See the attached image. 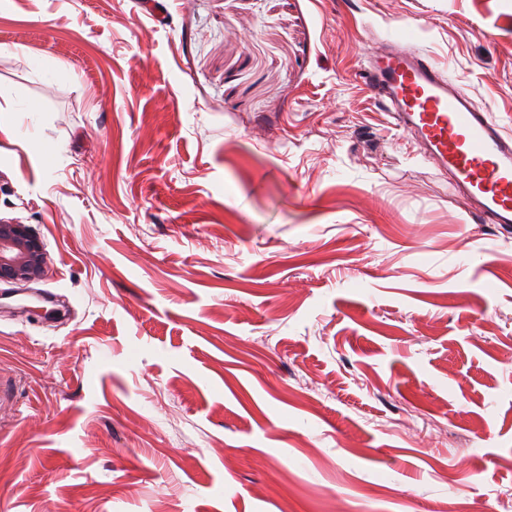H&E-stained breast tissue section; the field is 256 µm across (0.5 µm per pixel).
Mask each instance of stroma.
Here are the masks:
<instances>
[{
    "label": "stroma",
    "instance_id": "obj_1",
    "mask_svg": "<svg viewBox=\"0 0 512 512\" xmlns=\"http://www.w3.org/2000/svg\"><path fill=\"white\" fill-rule=\"evenodd\" d=\"M405 27L512 133V0H0V512H512V233L359 79ZM46 255L27 224L0 222V282L28 284L42 278Z\"/></svg>",
    "mask_w": 512,
    "mask_h": 512
}]
</instances>
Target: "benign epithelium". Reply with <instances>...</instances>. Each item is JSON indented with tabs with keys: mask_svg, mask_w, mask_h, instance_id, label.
I'll return each instance as SVG.
<instances>
[{
	"mask_svg": "<svg viewBox=\"0 0 512 512\" xmlns=\"http://www.w3.org/2000/svg\"><path fill=\"white\" fill-rule=\"evenodd\" d=\"M46 255L27 224L0 222V282L28 284L42 278Z\"/></svg>",
	"mask_w": 512,
	"mask_h": 512,
	"instance_id": "1",
	"label": "benign epithelium"
}]
</instances>
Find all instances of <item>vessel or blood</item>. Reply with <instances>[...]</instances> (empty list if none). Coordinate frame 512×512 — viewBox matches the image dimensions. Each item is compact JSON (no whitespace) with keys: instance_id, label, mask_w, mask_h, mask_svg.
<instances>
[{"instance_id":"b4317fda","label":"vessel or blood","mask_w":512,"mask_h":512,"mask_svg":"<svg viewBox=\"0 0 512 512\" xmlns=\"http://www.w3.org/2000/svg\"><path fill=\"white\" fill-rule=\"evenodd\" d=\"M415 31L379 42L360 72L394 126L446 177L473 222L512 226V135L415 45Z\"/></svg>"}]
</instances>
